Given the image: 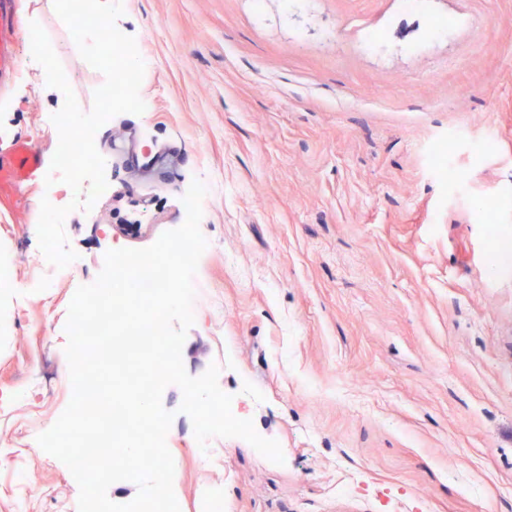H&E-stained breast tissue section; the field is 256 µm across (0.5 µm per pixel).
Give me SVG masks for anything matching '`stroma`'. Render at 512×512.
I'll return each mask as SVG.
<instances>
[{"mask_svg": "<svg viewBox=\"0 0 512 512\" xmlns=\"http://www.w3.org/2000/svg\"><path fill=\"white\" fill-rule=\"evenodd\" d=\"M145 63L142 114L103 125L111 194L65 220L78 274L38 252L63 102L18 40L0 76V394L39 372L16 418L67 406L68 307L108 250L145 248L207 187L186 371L220 369L239 418L277 440L200 448L181 390L162 397L181 512H512V0H433L447 35L400 0H121ZM60 59L82 111L105 77L75 50L53 0H16ZM486 151L476 146L484 140ZM37 152L15 173L19 144ZM453 150L451 166L432 154ZM70 470L0 419V512H78Z\"/></svg>", "mask_w": 512, "mask_h": 512, "instance_id": "35a3bbf8", "label": "stroma"}]
</instances>
